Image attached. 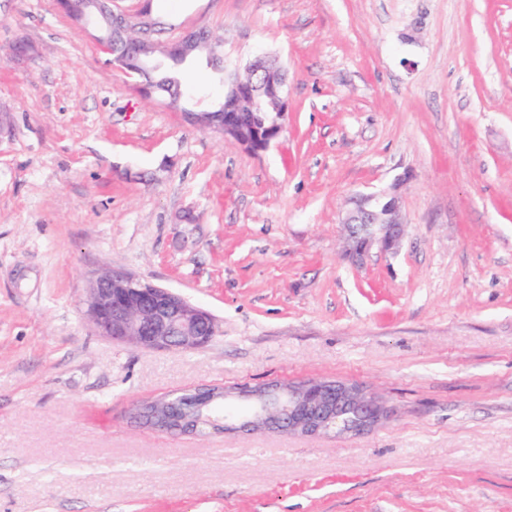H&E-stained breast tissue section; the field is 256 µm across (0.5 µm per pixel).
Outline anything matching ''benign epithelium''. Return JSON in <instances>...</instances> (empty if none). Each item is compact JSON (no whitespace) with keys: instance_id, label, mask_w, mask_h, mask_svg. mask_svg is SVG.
Here are the masks:
<instances>
[{"instance_id":"benign-epithelium-1","label":"benign epithelium","mask_w":512,"mask_h":512,"mask_svg":"<svg viewBox=\"0 0 512 512\" xmlns=\"http://www.w3.org/2000/svg\"><path fill=\"white\" fill-rule=\"evenodd\" d=\"M92 10L81 17L104 14L112 19V29L133 31L136 37L125 43L116 60L117 68L140 74L146 68L163 69V61L182 63L198 57L195 47L209 44L203 30L189 31L181 38L164 43L154 38V24L147 20L148 7L130 14L116 7L115 0H90ZM255 79L224 81L222 111L200 107L185 116L195 128L218 132L226 137L247 129L250 135L239 142L248 151L262 152L285 129L288 114L286 74L277 61L266 54L256 56L247 66ZM276 88L278 108L263 111L265 89ZM347 237L345 255L362 258L378 245L391 249L401 239L404 228L398 197L393 192L358 195L342 220ZM85 314L102 336L143 349L197 350L206 346L218 332V324L208 311L191 305L181 295L123 271H105L89 281ZM206 391L204 387L183 391L184 397L169 394L159 404L166 412L189 402ZM224 398L250 403L249 416L239 421L224 418V432L243 433L258 429L318 436L334 433L363 434L379 425L387 409L378 398L356 382L308 379L283 385L241 386L224 390Z\"/></svg>"}]
</instances>
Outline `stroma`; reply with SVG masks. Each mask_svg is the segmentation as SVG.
I'll list each match as a JSON object with an SVG mask.
<instances>
[{"mask_svg": "<svg viewBox=\"0 0 512 512\" xmlns=\"http://www.w3.org/2000/svg\"><path fill=\"white\" fill-rule=\"evenodd\" d=\"M227 73L286 70L252 153L113 67L56 0H0V512H512V0H117ZM19 41L34 51L15 59ZM397 249L343 256L357 193ZM208 309L204 348L141 349L84 316L92 274ZM351 380L361 435L172 436L136 401L202 384Z\"/></svg>", "mask_w": 512, "mask_h": 512, "instance_id": "1", "label": "stroma"}]
</instances>
